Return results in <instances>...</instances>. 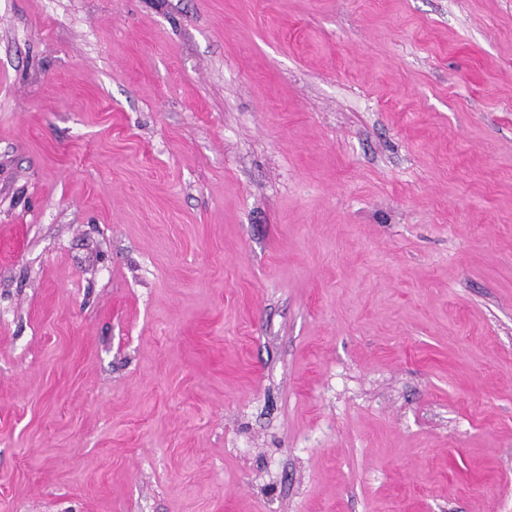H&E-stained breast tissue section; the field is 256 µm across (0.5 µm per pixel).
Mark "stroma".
I'll use <instances>...</instances> for the list:
<instances>
[{
	"label": "stroma",
	"mask_w": 512,
	"mask_h": 512,
	"mask_svg": "<svg viewBox=\"0 0 512 512\" xmlns=\"http://www.w3.org/2000/svg\"><path fill=\"white\" fill-rule=\"evenodd\" d=\"M0 512H512V0H0Z\"/></svg>",
	"instance_id": "1"
}]
</instances>
